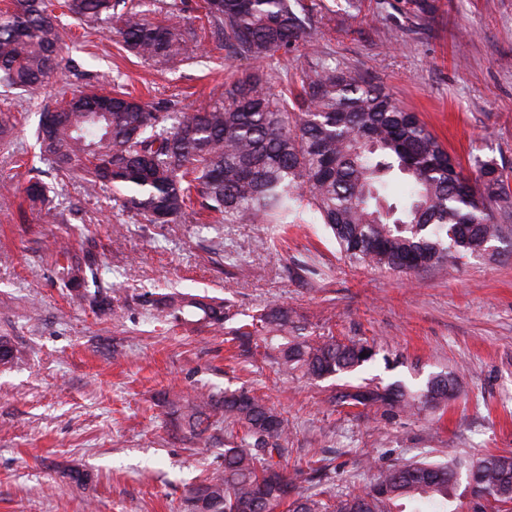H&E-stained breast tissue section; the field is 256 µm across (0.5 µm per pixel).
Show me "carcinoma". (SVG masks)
<instances>
[{
  "label": "carcinoma",
  "mask_w": 512,
  "mask_h": 512,
  "mask_svg": "<svg viewBox=\"0 0 512 512\" xmlns=\"http://www.w3.org/2000/svg\"><path fill=\"white\" fill-rule=\"evenodd\" d=\"M122 0H11L0 8V85L36 91L61 73L62 52L73 31L62 15L83 28L113 31L139 59L177 67L203 46L187 0L170 3L163 18L120 7ZM210 36L227 56L263 63L288 54L307 37L312 10L300 0H203ZM301 92L272 88L264 72L224 83L222 96L192 112L178 102L156 112L120 90L62 95L59 119L40 124V154L59 175L81 174L91 187L110 184L124 206L149 224H172L194 206L213 224H299L317 214L344 255L392 271L445 267L499 237L491 222L494 197L512 193L491 163L475 160L483 188L451 179L455 159L412 112L378 87L359 84L321 60L299 73ZM393 175L412 185L398 206L380 189ZM28 199L51 216L46 187L32 182ZM158 311L222 326L230 307L207 296L170 293ZM270 333L266 349L281 371L319 379L350 371L372 358L360 342L296 341L288 311L260 314ZM452 383L437 376L417 398L401 389L358 387L342 395L365 408L415 403L434 406ZM177 426L197 442L210 432L233 438L224 463L196 482L185 512H402V501L425 500L448 512L458 470L467 471L471 494L493 512H512V455H488L464 465L419 461L382 471L358 491L329 504L314 496L289 499L281 467L288 419L266 399L241 388L223 394L173 395Z\"/></svg>",
  "instance_id": "carcinoma-1"
}]
</instances>
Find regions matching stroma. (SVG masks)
Masks as SVG:
<instances>
[{"mask_svg": "<svg viewBox=\"0 0 512 512\" xmlns=\"http://www.w3.org/2000/svg\"><path fill=\"white\" fill-rule=\"evenodd\" d=\"M318 4L305 46L263 65L206 41L178 69L144 64L120 37L65 53L61 79L35 93L0 89L14 128L0 144V512H182L187 489L221 461L170 424L174 393L248 387L291 428L282 465L296 492L328 498L418 460L512 453V198L492 202L491 249L407 273L353 265L314 215L302 223L147 224L108 188L63 179L39 159L41 114L60 92L120 82L151 105L186 109L228 75H295L313 53L415 112L479 182L475 159L512 177V0H302ZM48 188L55 216L25 200ZM80 268L82 280L71 268ZM181 291L232 305L238 319L286 308L290 335L366 341L370 361L322 380L278 372L261 336L233 324L161 318ZM452 379L441 406L413 414L343 404L350 387L423 388ZM320 461L322 480L308 475Z\"/></svg>", "mask_w": 512, "mask_h": 512, "instance_id": "35a3bbf8", "label": "stroma"}]
</instances>
